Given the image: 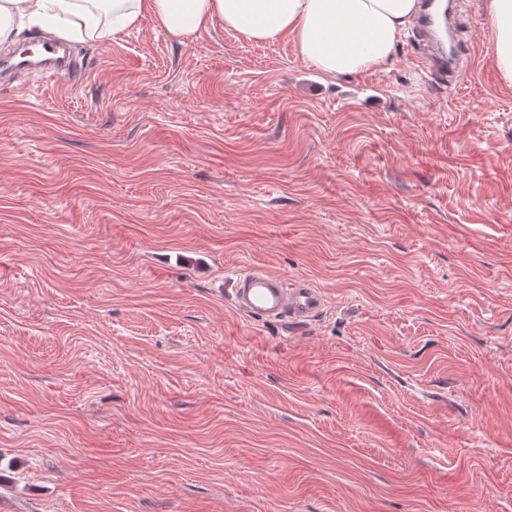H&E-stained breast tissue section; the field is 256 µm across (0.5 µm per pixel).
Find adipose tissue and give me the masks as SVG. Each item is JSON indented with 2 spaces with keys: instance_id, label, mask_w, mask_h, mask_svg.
<instances>
[{
  "instance_id": "obj_1",
  "label": "adipose tissue",
  "mask_w": 512,
  "mask_h": 512,
  "mask_svg": "<svg viewBox=\"0 0 512 512\" xmlns=\"http://www.w3.org/2000/svg\"><path fill=\"white\" fill-rule=\"evenodd\" d=\"M418 8V0H0V44L14 42L28 20L91 40L147 15L178 40L217 21L258 43L292 39L305 63L333 77L384 64ZM489 19L493 62L512 83V0H490Z\"/></svg>"
}]
</instances>
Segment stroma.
Here are the masks:
<instances>
[{
  "label": "stroma",
  "mask_w": 512,
  "mask_h": 512,
  "mask_svg": "<svg viewBox=\"0 0 512 512\" xmlns=\"http://www.w3.org/2000/svg\"><path fill=\"white\" fill-rule=\"evenodd\" d=\"M489 0L335 78L152 17L0 85L8 512H512V84ZM323 289L241 315L237 272ZM426 1L422 14L414 21L421 45L416 62L428 73L448 83V86H453L472 60V56L464 52L462 39L459 38L455 18L456 2L446 0V7L439 13L435 8L437 0ZM442 30L447 36V42L440 34Z\"/></svg>",
  "instance_id": "35a3bbf8"
}]
</instances>
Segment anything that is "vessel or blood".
Wrapping results in <instances>:
<instances>
[{"instance_id":"b4317fda","label":"vessel or blood","mask_w":512,"mask_h":512,"mask_svg":"<svg viewBox=\"0 0 512 512\" xmlns=\"http://www.w3.org/2000/svg\"><path fill=\"white\" fill-rule=\"evenodd\" d=\"M437 0H427L425 8L414 27L421 48L416 61L428 73L448 85H455L471 63V55L465 53L456 26V4L448 0L444 10H436ZM42 49L38 61L20 60L0 64V70L12 78L33 71L52 77L67 72L68 66L59 52L63 45L52 35L37 40ZM237 310L257 318H286L295 323L311 320L321 310L324 295L307 281L287 285L280 278L263 270H250L237 276L233 283Z\"/></svg>"}]
</instances>
